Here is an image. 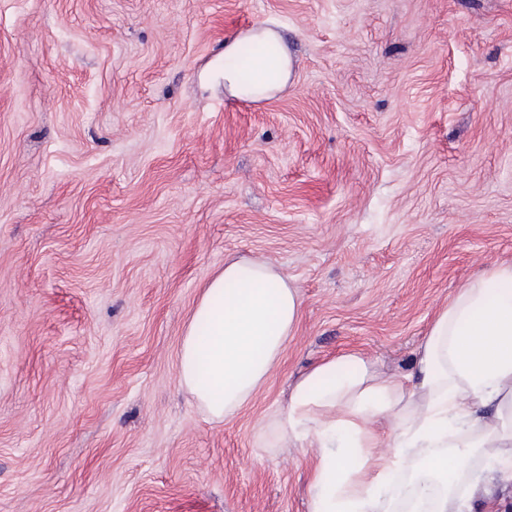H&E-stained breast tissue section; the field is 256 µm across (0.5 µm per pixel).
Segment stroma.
I'll return each instance as SVG.
<instances>
[{"label": "stroma", "instance_id": "35a3bbf8", "mask_svg": "<svg viewBox=\"0 0 512 512\" xmlns=\"http://www.w3.org/2000/svg\"><path fill=\"white\" fill-rule=\"evenodd\" d=\"M277 22L293 74L225 97L224 40ZM302 305L211 421L178 351L225 259ZM512 258V0H0V512H306L259 425L311 365L408 372Z\"/></svg>", "mask_w": 512, "mask_h": 512}]
</instances>
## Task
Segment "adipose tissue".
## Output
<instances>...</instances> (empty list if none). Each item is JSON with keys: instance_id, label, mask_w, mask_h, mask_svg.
Wrapping results in <instances>:
<instances>
[{"instance_id": "1", "label": "adipose tissue", "mask_w": 512, "mask_h": 512, "mask_svg": "<svg viewBox=\"0 0 512 512\" xmlns=\"http://www.w3.org/2000/svg\"><path fill=\"white\" fill-rule=\"evenodd\" d=\"M256 52L242 81L243 45ZM224 94L260 102L287 86L282 32L225 40ZM297 288L257 260H228L204 286L178 356L183 389L212 420L266 382L298 322ZM263 448H307V512H472L512 490V260L469 280L436 315L408 373L360 352L311 366L260 428Z\"/></svg>"}]
</instances>
